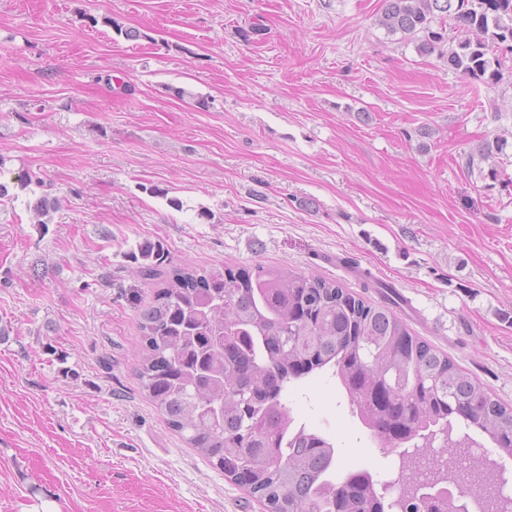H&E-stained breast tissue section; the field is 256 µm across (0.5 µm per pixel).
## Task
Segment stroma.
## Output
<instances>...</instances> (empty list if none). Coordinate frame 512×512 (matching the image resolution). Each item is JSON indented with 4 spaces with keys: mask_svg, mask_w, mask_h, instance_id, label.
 Wrapping results in <instances>:
<instances>
[{
    "mask_svg": "<svg viewBox=\"0 0 512 512\" xmlns=\"http://www.w3.org/2000/svg\"><path fill=\"white\" fill-rule=\"evenodd\" d=\"M382 6L0 0V174L61 202L45 225L28 193L0 203V512H267L141 390L148 243L166 273L405 296L412 333L512 406V55L471 82L388 34ZM288 399L337 474L396 472L333 379Z\"/></svg>",
    "mask_w": 512,
    "mask_h": 512,
    "instance_id": "1",
    "label": "stroma"
}]
</instances>
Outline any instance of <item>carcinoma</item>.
Instances as JSON below:
<instances>
[{
  "instance_id": "cac0c4a2",
  "label": "carcinoma",
  "mask_w": 512,
  "mask_h": 512,
  "mask_svg": "<svg viewBox=\"0 0 512 512\" xmlns=\"http://www.w3.org/2000/svg\"><path fill=\"white\" fill-rule=\"evenodd\" d=\"M453 21L459 33L448 68L476 81L500 79L498 50L512 53V0H383L379 26L418 41L429 54ZM485 142L464 155L472 168L492 154ZM42 182L0 181V202ZM29 208L45 224L59 200L47 192ZM141 270L155 279L166 260L147 244ZM137 375L167 424L191 448L265 501L268 512H488L476 495L431 499L421 484L448 485V464L424 473L436 445L449 461L470 447L464 429L487 435L512 456V408L493 399L446 356L413 336L388 298L368 305L333 281L255 268L173 269L141 311ZM329 371L371 437L398 449L396 497L366 469L338 480L333 443L300 423L288 385ZM484 490L499 474L487 458L469 461Z\"/></svg>"
}]
</instances>
